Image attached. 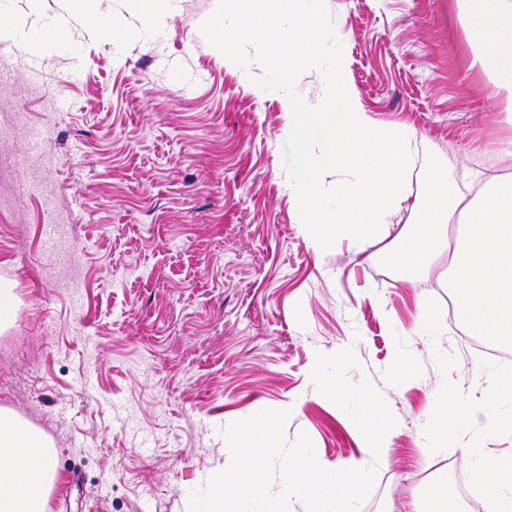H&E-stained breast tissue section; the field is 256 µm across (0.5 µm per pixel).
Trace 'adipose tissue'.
Segmentation results:
<instances>
[{
	"label": "adipose tissue",
	"instance_id": "adipose-tissue-1",
	"mask_svg": "<svg viewBox=\"0 0 512 512\" xmlns=\"http://www.w3.org/2000/svg\"><path fill=\"white\" fill-rule=\"evenodd\" d=\"M308 0H225L215 37L225 48L254 43L275 68L324 69L322 29ZM456 17L487 83L505 97L502 124L512 127V0H455ZM289 137L299 158L292 195L323 252L341 240L357 250L378 247L399 280L434 273L448 258L445 284L455 315L468 332L512 345V174L463 168L451 178L446 165L419 168L409 129L380 126L354 95L339 112H311L294 98ZM426 188L413 198L414 175ZM408 221H401L402 212ZM460 225L450 235L451 225ZM53 442L0 409V512H47L63 482ZM410 512H464L446 477L430 476Z\"/></svg>",
	"mask_w": 512,
	"mask_h": 512
}]
</instances>
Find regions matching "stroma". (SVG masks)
<instances>
[{
  "instance_id": "obj_1",
  "label": "stroma",
  "mask_w": 512,
  "mask_h": 512,
  "mask_svg": "<svg viewBox=\"0 0 512 512\" xmlns=\"http://www.w3.org/2000/svg\"><path fill=\"white\" fill-rule=\"evenodd\" d=\"M360 104L404 123L421 162L512 173L476 153L497 98L472 64L454 0H312ZM47 49L11 41L0 75V286L16 297L0 333V408L55 443L59 512H188L222 471L220 433L257 409L300 410L336 464L358 454L351 419L319 396L317 354L352 348L399 428L360 512L422 487L416 423L441 372L414 333L417 303L451 295L437 275L398 280L374 249L320 254L289 185L297 146L285 95L341 109L322 73L288 80L243 42H215L222 0H173L134 41L96 25L138 21L132 0H0ZM70 16L65 37L44 23ZM413 354L403 386L396 353Z\"/></svg>"
}]
</instances>
